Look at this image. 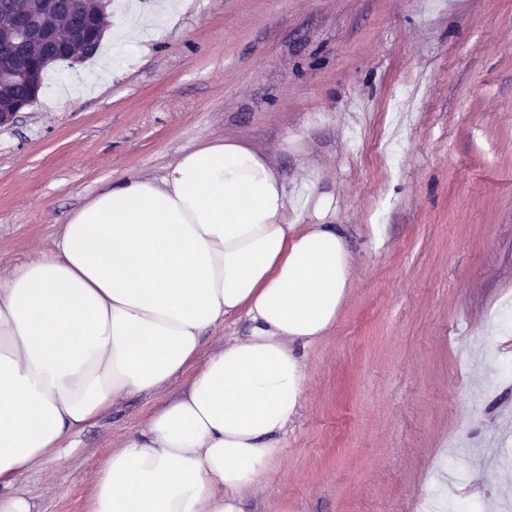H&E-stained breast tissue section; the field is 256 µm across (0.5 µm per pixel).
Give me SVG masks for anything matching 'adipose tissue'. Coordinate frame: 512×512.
<instances>
[{"label":"adipose tissue","mask_w":512,"mask_h":512,"mask_svg":"<svg viewBox=\"0 0 512 512\" xmlns=\"http://www.w3.org/2000/svg\"><path fill=\"white\" fill-rule=\"evenodd\" d=\"M182 7L132 0L101 38L98 72L117 71ZM351 277L335 225L289 223L284 183L240 142L204 140L161 179L101 189L55 251L0 277V512H32L12 489L20 472L120 398L164 389L207 329L244 313L250 336L212 354L112 449L88 502V512H239L302 399L294 345L335 325Z\"/></svg>","instance_id":"ef3b65f1"}]
</instances>
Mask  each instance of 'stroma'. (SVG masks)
<instances>
[{"label": "stroma", "instance_id": "35a3bbf8", "mask_svg": "<svg viewBox=\"0 0 512 512\" xmlns=\"http://www.w3.org/2000/svg\"><path fill=\"white\" fill-rule=\"evenodd\" d=\"M86 93L0 129V276L106 185L205 138L264 154L295 224L353 257L335 325L240 512H466L512 501V0H186ZM238 314L201 358L249 336ZM113 404L15 486L87 512L99 465L186 388Z\"/></svg>", "mask_w": 512, "mask_h": 512}]
</instances>
